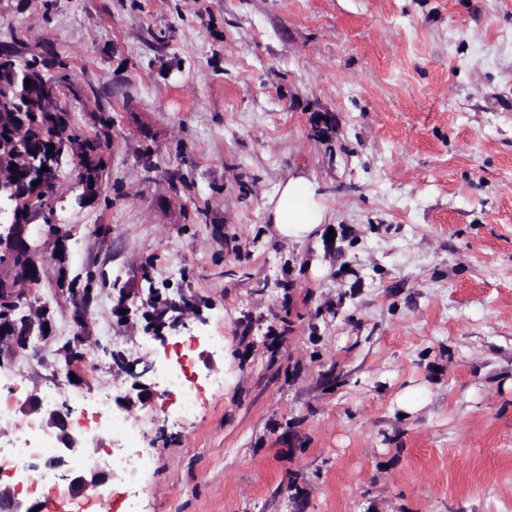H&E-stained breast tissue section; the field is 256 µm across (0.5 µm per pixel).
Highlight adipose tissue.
Instances as JSON below:
<instances>
[{
	"label": "adipose tissue",
	"instance_id": "1",
	"mask_svg": "<svg viewBox=\"0 0 512 512\" xmlns=\"http://www.w3.org/2000/svg\"><path fill=\"white\" fill-rule=\"evenodd\" d=\"M315 196V184L303 176L290 177L279 186L269 201V215L281 239L303 240L315 234L323 218Z\"/></svg>",
	"mask_w": 512,
	"mask_h": 512
}]
</instances>
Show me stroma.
Instances as JSON below:
<instances>
[{"mask_svg":"<svg viewBox=\"0 0 512 512\" xmlns=\"http://www.w3.org/2000/svg\"><path fill=\"white\" fill-rule=\"evenodd\" d=\"M2 49L102 158L26 234L18 422L56 379L93 429L109 391L143 512H512V0H0ZM295 175L325 214L287 242ZM189 341L173 424L155 368ZM315 196L316 185L304 176H292L279 186L276 197L269 201V215L281 239L315 236L323 218ZM94 404L99 416V428L111 432L117 445L103 458V463L112 471L124 473L134 483L136 476L146 472L152 465V454L142 450H136L132 455L126 452V448H140L139 432L127 418L113 412L108 392H98Z\"/></svg>","mask_w":512,"mask_h":512,"instance_id":"35a3bbf8","label":"stroma"}]
</instances>
